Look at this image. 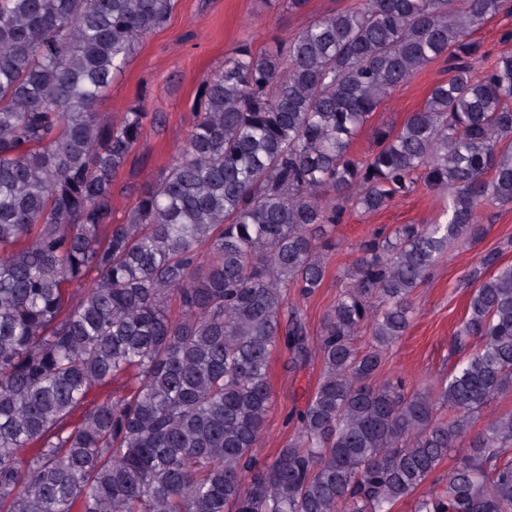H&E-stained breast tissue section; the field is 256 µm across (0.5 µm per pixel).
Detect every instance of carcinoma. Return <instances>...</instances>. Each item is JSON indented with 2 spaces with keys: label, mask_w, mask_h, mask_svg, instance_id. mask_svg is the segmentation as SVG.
Instances as JSON below:
<instances>
[{
  "label": "carcinoma",
  "mask_w": 512,
  "mask_h": 512,
  "mask_svg": "<svg viewBox=\"0 0 512 512\" xmlns=\"http://www.w3.org/2000/svg\"><path fill=\"white\" fill-rule=\"evenodd\" d=\"M176 0H0V512H512V266L471 294L448 376L381 378L411 295L479 205L512 204V53L472 33L512 0H356L203 81L186 144L112 223V186L161 115L97 104ZM448 78L398 129L385 97L428 64ZM425 184L440 224L357 245L318 340L288 289L321 287L325 227ZM77 288L68 291L67 286ZM178 315L169 313L170 303ZM369 327L363 347L355 338ZM323 375L274 461L253 458L272 353ZM132 372L72 425L90 392ZM468 448L435 476L458 439ZM438 484L416 496L425 483Z\"/></svg>",
  "instance_id": "carcinoma-1"
}]
</instances>
